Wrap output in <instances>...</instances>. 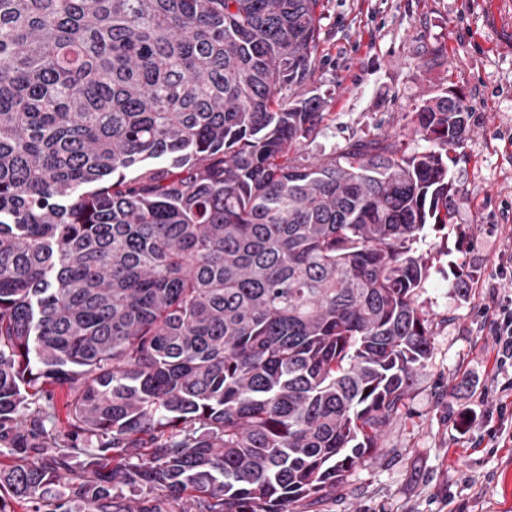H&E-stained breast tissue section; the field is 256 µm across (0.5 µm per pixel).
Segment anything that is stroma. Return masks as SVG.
I'll list each match as a JSON object with an SVG mask.
<instances>
[{
	"label": "stroma",
	"mask_w": 512,
	"mask_h": 512,
	"mask_svg": "<svg viewBox=\"0 0 512 512\" xmlns=\"http://www.w3.org/2000/svg\"><path fill=\"white\" fill-rule=\"evenodd\" d=\"M322 27L313 88L328 115L310 155L378 135L424 152L412 114L448 94L468 108L469 131L448 157L451 219L415 245L430 263L419 302L431 355L402 416L314 512H512V446L484 428L512 379L496 368L488 322L493 302L512 295L496 275L512 255V0H325ZM467 412L476 420L465 432Z\"/></svg>",
	"instance_id": "35a3bbf8"
}]
</instances>
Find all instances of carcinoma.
I'll list each match as a JSON object with an SVG mask.
<instances>
[{"mask_svg": "<svg viewBox=\"0 0 512 512\" xmlns=\"http://www.w3.org/2000/svg\"><path fill=\"white\" fill-rule=\"evenodd\" d=\"M323 15L0 0V488L33 512H306L402 414L469 112L310 157ZM48 396L54 407V427L62 433L68 429L70 392L66 385L48 386Z\"/></svg>", "mask_w": 512, "mask_h": 512, "instance_id": "cac0c4a2", "label": "carcinoma"}]
</instances>
